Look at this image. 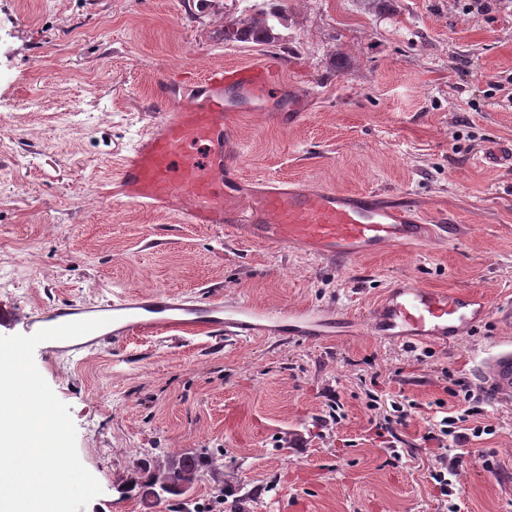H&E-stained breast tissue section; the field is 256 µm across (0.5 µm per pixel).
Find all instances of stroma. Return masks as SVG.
<instances>
[{
    "mask_svg": "<svg viewBox=\"0 0 512 512\" xmlns=\"http://www.w3.org/2000/svg\"><path fill=\"white\" fill-rule=\"evenodd\" d=\"M255 0H0V310L97 303L129 290L260 307L327 306L346 319L316 341L220 333L135 335L76 360L34 352L68 405L102 492L85 512H174L121 496L146 456L209 450L191 496L234 490L244 512H447L423 436L441 399L474 393L487 434L456 448L468 512H512V398L476 375L512 303V0L465 14L458 0H289L278 42L232 43L224 23ZM275 59L265 111L235 112L224 153L251 215L257 180L401 199L442 236L336 264L186 224L121 198L122 155L210 69ZM304 117L284 124L281 114ZM474 290L489 314L457 342L390 343L366 317L394 283ZM416 402L391 441L367 408Z\"/></svg>",
    "mask_w": 512,
    "mask_h": 512,
    "instance_id": "stroma-1",
    "label": "stroma"
}]
</instances>
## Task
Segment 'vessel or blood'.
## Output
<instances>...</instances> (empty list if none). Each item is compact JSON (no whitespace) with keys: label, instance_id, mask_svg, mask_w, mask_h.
<instances>
[{"label":"vessel or blood","instance_id":"b4317fda","mask_svg":"<svg viewBox=\"0 0 512 512\" xmlns=\"http://www.w3.org/2000/svg\"><path fill=\"white\" fill-rule=\"evenodd\" d=\"M270 61L220 67L198 81V94L155 124L118 169L121 194L151 209L183 215L188 224L228 222L224 201L238 187L224 156L230 135L225 118L243 106L263 110L271 91ZM263 223L249 225L254 237L289 245L313 256L354 261L431 234L430 225L399 200L375 191L346 192L267 181L254 199ZM488 307L475 291L445 292L404 280L389 288L368 320L371 333L395 342L448 343L482 322ZM106 319L105 327L43 347L72 359L144 331L230 336L269 333L287 339L333 335L339 316L324 307L267 308L238 298L201 303L162 290L130 291L101 303H62L10 317L25 334L67 322ZM481 385L493 400L512 397V342L501 344L484 362Z\"/></svg>","mask_w":512,"mask_h":512}]
</instances>
